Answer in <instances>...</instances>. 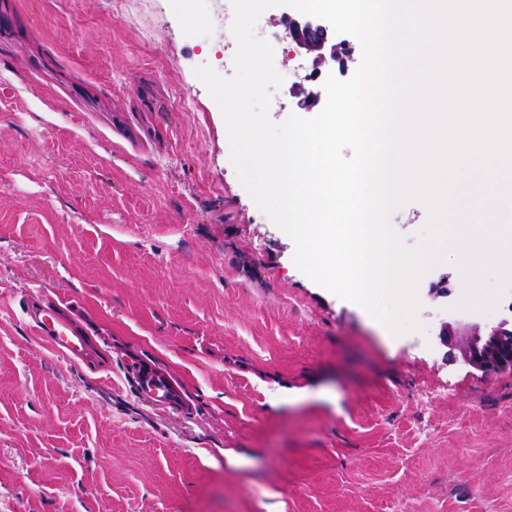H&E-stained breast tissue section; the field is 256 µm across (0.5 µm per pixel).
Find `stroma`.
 <instances>
[{
	"mask_svg": "<svg viewBox=\"0 0 512 512\" xmlns=\"http://www.w3.org/2000/svg\"><path fill=\"white\" fill-rule=\"evenodd\" d=\"M291 12L255 26L276 123L303 111ZM224 20V0H0V512H512V372L438 340L495 317L446 249L397 337L296 267L196 75H233ZM42 296L98 371L29 326Z\"/></svg>",
	"mask_w": 512,
	"mask_h": 512,
	"instance_id": "35a3bbf8",
	"label": "stroma"
}]
</instances>
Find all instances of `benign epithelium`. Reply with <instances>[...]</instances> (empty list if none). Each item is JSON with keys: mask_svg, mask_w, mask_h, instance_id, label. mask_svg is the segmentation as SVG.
Returning a JSON list of instances; mask_svg holds the SVG:
<instances>
[{"mask_svg": "<svg viewBox=\"0 0 512 512\" xmlns=\"http://www.w3.org/2000/svg\"><path fill=\"white\" fill-rule=\"evenodd\" d=\"M286 37L310 57L311 66L303 80L321 76L352 55L350 48L335 41L331 26L311 17L285 16ZM445 344H460L464 363L483 373L506 372L512 369V317L503 318L485 331L478 323L444 322L439 330Z\"/></svg>", "mask_w": 512, "mask_h": 512, "instance_id": "7a95c632", "label": "benign epithelium"}]
</instances>
